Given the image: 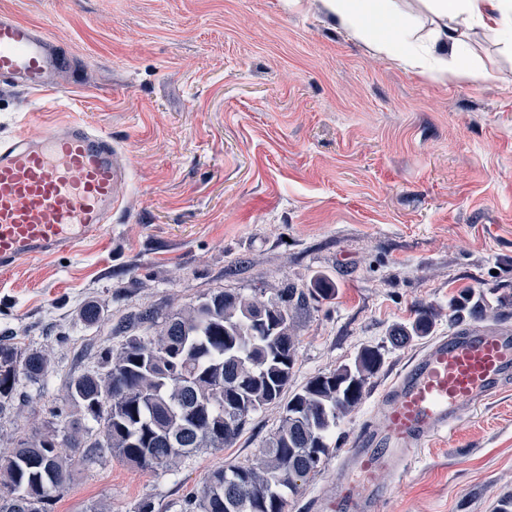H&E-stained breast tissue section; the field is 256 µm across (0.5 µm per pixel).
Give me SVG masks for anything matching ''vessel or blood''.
Returning a JSON list of instances; mask_svg holds the SVG:
<instances>
[{
	"label": "vessel or blood",
	"instance_id": "obj_1",
	"mask_svg": "<svg viewBox=\"0 0 512 512\" xmlns=\"http://www.w3.org/2000/svg\"><path fill=\"white\" fill-rule=\"evenodd\" d=\"M72 61L42 27L0 11V83L55 95ZM123 156L78 121L0 139V268L69 252L94 239L122 203ZM512 378V326H465L433 342L377 400L380 425L361 431L336 466L326 512H370L419 448L447 436Z\"/></svg>",
	"mask_w": 512,
	"mask_h": 512
}]
</instances>
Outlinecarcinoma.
<instances>
[{"label": "carcinoma", "mask_w": 512, "mask_h": 512, "mask_svg": "<svg viewBox=\"0 0 512 512\" xmlns=\"http://www.w3.org/2000/svg\"><path fill=\"white\" fill-rule=\"evenodd\" d=\"M335 295L336 282L319 276L307 291L286 284L267 301L215 290L162 321L150 308L123 317L112 328L125 337L120 349L100 348L96 367L70 378L42 430L14 437L0 456V512H51L71 482L76 454L91 461L114 453L138 469L169 470L202 448L232 444L248 419L271 405L281 410L280 425L261 455L207 474L187 512H286L296 481L317 472L330 435L384 361L380 348L365 346L352 362L288 391L296 318L309 299ZM101 311L91 300L77 316L93 325ZM438 317L434 307H419L410 325L392 330V343L429 335ZM465 317L488 318L469 292L450 320ZM51 370L43 351L0 339V415L21 383L40 386Z\"/></svg>", "instance_id": "1"}]
</instances>
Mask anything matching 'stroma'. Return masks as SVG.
<instances>
[{"mask_svg": "<svg viewBox=\"0 0 512 512\" xmlns=\"http://www.w3.org/2000/svg\"><path fill=\"white\" fill-rule=\"evenodd\" d=\"M42 25L76 60L47 99L0 91V138L59 120L111 136L128 159L121 208L99 239L0 269V333L51 356L0 418V453L41 429L70 377L117 321L147 307L184 308L221 288L274 298L284 284L332 277L336 295L297 320L292 387L384 346V365L329 439L320 470L287 512H317L337 461L376 417V400L428 346L387 345L419 305L441 312L467 290L487 308L512 298V45L475 25L469 73L421 76L372 51L323 0H0ZM102 320L78 324L84 301ZM280 424L271 406L235 443L201 449L170 471L115 455L76 469L52 512L103 502L132 512L152 499L185 512L212 470L245 464ZM512 497V386L420 449L372 512H498Z\"/></svg>", "mask_w": 512, "mask_h": 512, "instance_id": "1", "label": "stroma"}]
</instances>
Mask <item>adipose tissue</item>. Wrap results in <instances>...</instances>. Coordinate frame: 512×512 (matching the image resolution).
Returning a JSON list of instances; mask_svg holds the SVG:
<instances>
[{
  "label": "adipose tissue",
  "mask_w": 512,
  "mask_h": 512,
  "mask_svg": "<svg viewBox=\"0 0 512 512\" xmlns=\"http://www.w3.org/2000/svg\"><path fill=\"white\" fill-rule=\"evenodd\" d=\"M436 27L428 47L414 41L410 29L394 24V0H325L327 10L357 36H370L371 48L403 66L442 78L445 54H458L473 22L512 33V0H425Z\"/></svg>",
  "instance_id": "adipose-tissue-1"
}]
</instances>
